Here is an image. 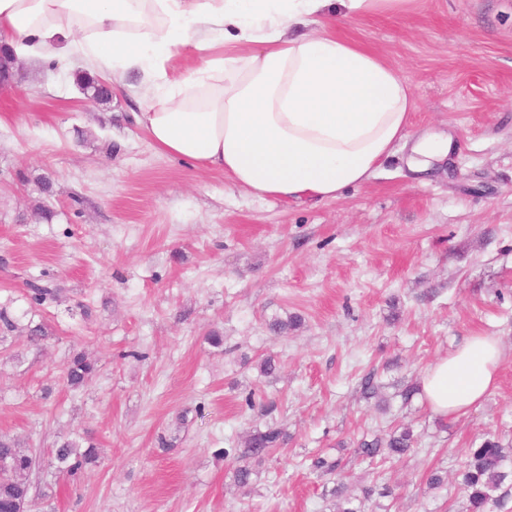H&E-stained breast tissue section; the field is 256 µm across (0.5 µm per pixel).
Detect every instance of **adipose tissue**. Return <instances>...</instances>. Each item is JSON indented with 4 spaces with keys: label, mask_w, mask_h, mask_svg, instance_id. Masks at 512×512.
<instances>
[{
    "label": "adipose tissue",
    "mask_w": 512,
    "mask_h": 512,
    "mask_svg": "<svg viewBox=\"0 0 512 512\" xmlns=\"http://www.w3.org/2000/svg\"><path fill=\"white\" fill-rule=\"evenodd\" d=\"M408 0H0V37L18 58L64 54L88 72L138 71L136 123L154 148L218 171L257 198L338 199L411 142L427 172L451 140L409 141L417 106L408 80L322 22L397 12ZM200 65L171 79L166 61ZM498 337L476 334L421 376L433 413L459 417L499 378Z\"/></svg>",
    "instance_id": "adipose-tissue-1"
}]
</instances>
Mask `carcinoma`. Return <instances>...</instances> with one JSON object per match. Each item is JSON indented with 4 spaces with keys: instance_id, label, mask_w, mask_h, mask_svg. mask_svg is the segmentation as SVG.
<instances>
[{
    "instance_id": "cac0c4a2",
    "label": "carcinoma",
    "mask_w": 512,
    "mask_h": 512,
    "mask_svg": "<svg viewBox=\"0 0 512 512\" xmlns=\"http://www.w3.org/2000/svg\"><path fill=\"white\" fill-rule=\"evenodd\" d=\"M81 89L88 92L98 103H106L112 94L100 79L89 74L80 78ZM96 371V361L84 353L73 357L66 369V381L72 388L83 386ZM285 433L275 425L267 424L255 428L247 436L241 448H227L224 456H233L237 465L232 471V480L239 487L251 484L258 465L267 456L282 447ZM414 436L410 428L394 430L385 435L363 437L357 443V457L373 460L401 458L413 451ZM60 472L75 476L95 462L97 453L92 446L81 449L79 442L66 440L54 450ZM0 465L8 475L0 479V512H29L32 504L31 487L28 480L33 467L32 456L19 450L17 445L0 437ZM460 486L466 493L465 512H495L503 504L504 488L512 485V446L504 447L494 439H486L477 448H469L460 470ZM371 490L364 488L355 493L343 482L336 483L331 495L336 499V512H365V501Z\"/></svg>"
}]
</instances>
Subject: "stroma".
I'll list each match as a JSON object with an SVG mask.
<instances>
[{
    "label": "stroma",
    "instance_id": "1",
    "mask_svg": "<svg viewBox=\"0 0 512 512\" xmlns=\"http://www.w3.org/2000/svg\"><path fill=\"white\" fill-rule=\"evenodd\" d=\"M336 31L401 71L412 138L451 137L448 158L417 174L400 147L339 199H258L152 147L131 121L140 76L106 105L87 103L77 57L19 61L0 87V309L47 330L33 345L0 329V435L37 457L30 512H333L314 456L374 488L368 512H462L429 470L455 472L491 435L512 444V0H410ZM34 283L55 297L33 302ZM478 333L504 350L479 406L451 419L402 398ZM79 352L97 371L73 389ZM267 424L288 443L237 488L223 450ZM404 426L418 449L403 459L351 454ZM64 436L99 455L72 478L52 455Z\"/></svg>",
    "mask_w": 512,
    "mask_h": 512
}]
</instances>
